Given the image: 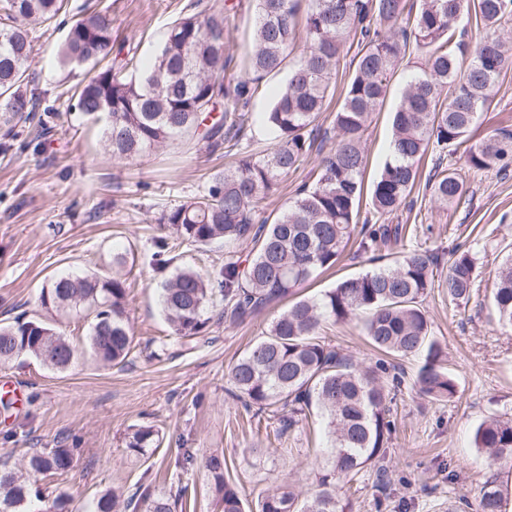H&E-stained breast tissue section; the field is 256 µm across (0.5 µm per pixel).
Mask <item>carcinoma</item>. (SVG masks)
Returning a JSON list of instances; mask_svg holds the SVG:
<instances>
[{
    "instance_id": "1",
    "label": "carcinoma",
    "mask_w": 512,
    "mask_h": 512,
    "mask_svg": "<svg viewBox=\"0 0 512 512\" xmlns=\"http://www.w3.org/2000/svg\"><path fill=\"white\" fill-rule=\"evenodd\" d=\"M250 68L226 75L227 16L224 9L186 13L166 30L154 61L132 73L133 59L117 60L110 23L89 13L70 26L59 52L70 69L88 67L77 85V107L106 115L105 146L117 161L130 162L177 138L209 152L232 155L250 127L245 108L263 79L288 69L265 122L277 144L261 158L239 156L211 175L207 193L160 217L182 243L250 246L247 265L234 255L214 277L183 268L162 285V313L174 335L204 336L219 319L243 323L298 294L319 273L336 266L352 236L362 253L404 238L406 225L388 217L413 207L411 193L420 179L419 162L434 157L426 187L442 205H460L468 188L462 176L440 166L448 151L463 150L469 169L512 166V131L503 130L478 145L469 141L476 115L484 109L503 69L512 62V0H255ZM64 0H0V124L29 119L40 93L31 85L32 37L27 24L51 25ZM471 14L485 31L474 47L457 34V17ZM301 58L288 64L300 36ZM357 43V64L334 116L336 138L322 153L315 181L298 190L277 215L255 224L256 213L281 181L305 161L317 121L326 111L347 41ZM421 53L420 73L405 84L393 112L389 157L373 182L370 217L358 223L367 164L364 133L384 102L388 85L409 48ZM127 254L112 257V275L60 278L41 291L45 309L91 318L89 349L105 366H118L131 354L133 332L127 302ZM437 258L413 250L402 258L339 280L317 298L295 300L275 317L264 336L233 365V394L252 417L279 422V434L316 411L331 442L328 462L315 473V490L302 497L287 488L267 492L256 512H351L340 494L367 466L381 467L395 431L390 419L404 373L378 359L358 363L320 340L324 322L360 319L378 350L401 360L422 357L415 384L435 399L457 393L454 376L442 363L443 350L432 337L423 298L434 284ZM477 278L467 251L455 253L441 287L456 304L469 299ZM492 305L498 322L512 328V257L502 264ZM78 350L40 318L18 316L0 325V362L35 358L63 371ZM127 453L143 458L160 444L151 426H135L125 437ZM474 444L490 464L512 461V419L491 418L474 431ZM75 449L35 451L15 467L0 463V512H69L71 498L46 499L30 476L68 471ZM206 467L220 512H248L237 486L224 478V460L211 456ZM189 487L177 484L155 492L138 485L102 495L95 512H174ZM478 512H504L502 490L486 483Z\"/></svg>"
}]
</instances>
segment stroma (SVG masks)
<instances>
[{
	"instance_id": "obj_1",
	"label": "stroma",
	"mask_w": 512,
	"mask_h": 512,
	"mask_svg": "<svg viewBox=\"0 0 512 512\" xmlns=\"http://www.w3.org/2000/svg\"><path fill=\"white\" fill-rule=\"evenodd\" d=\"M190 1L68 0L67 12L106 14L114 44L147 62ZM194 1L202 11L230 7L228 70L244 73L253 38V0ZM66 32L63 24L31 30V70L52 112L40 124L0 126V322L21 314L46 318L77 345L79 355L65 371L33 358L0 363L9 402L8 408L0 407V449L8 432L18 459L78 443L72 469L42 481L48 490L68 493L74 512H92L98 498L115 487L165 486L183 448L196 457L180 473L195 493L189 512H214L205 466L213 455L223 457L224 475L238 485L247 505L279 487L310 491L327 446L320 417L303 420L279 439L275 420L252 418L229 394L232 366L262 337L275 310L242 324L212 323L191 348L173 334L161 310L160 286L176 269L214 275L224 264L220 242L202 249L181 244L170 249L171 263L152 262L156 241L170 235L157 222L160 214L202 194L210 175L223 168V157L177 140L136 161L115 162L105 150L102 123L74 108V86L83 72L69 74L58 64L56 49ZM404 63L364 135L368 185L389 153L391 112L408 74L421 64L420 53H408ZM287 78L284 72L265 78L249 105L250 153L263 155L274 146L262 117ZM502 127L512 129V64L478 113L471 140L480 142ZM466 179L470 200L459 206H440L425 185H417L412 210L390 218L407 225L408 234L381 250L389 262L415 249L430 251L440 276L455 250L473 257L479 276L468 301L451 304L446 290L436 286L422 303L458 392L443 401L420 395L413 380L422 359L403 360L407 381L392 405L396 431L387 449L388 487L378 492L375 468H365L342 489L353 512H452L460 499L476 501L487 480L504 490L512 486V463L489 466L474 446V430L482 421L512 418V329L498 324L492 307L499 268L512 254V173L470 170ZM124 250L136 258L127 290L136 348L119 368L93 357L88 320L46 313L39 296L56 277L111 274L113 255ZM370 268L367 255L350 242L337 266L308 283L303 294H323L338 279ZM322 338L356 361L377 358L358 319L327 326ZM134 425L153 426L162 439L141 459L125 450L124 436Z\"/></svg>"
}]
</instances>
